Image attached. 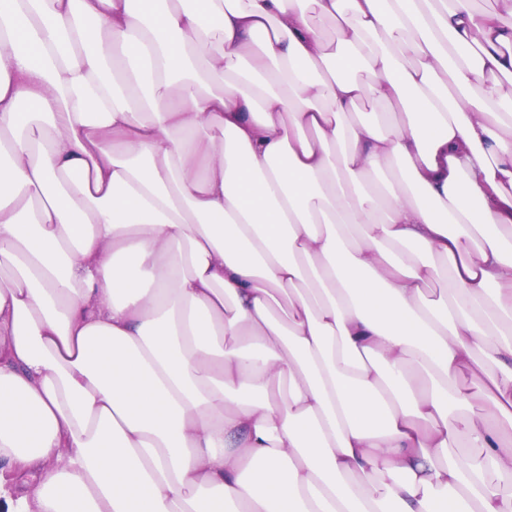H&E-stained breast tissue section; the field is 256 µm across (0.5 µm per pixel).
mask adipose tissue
<instances>
[{"mask_svg":"<svg viewBox=\"0 0 512 512\" xmlns=\"http://www.w3.org/2000/svg\"><path fill=\"white\" fill-rule=\"evenodd\" d=\"M496 3L0 0V512H512Z\"/></svg>","mask_w":512,"mask_h":512,"instance_id":"1","label":"adipose tissue"}]
</instances>
